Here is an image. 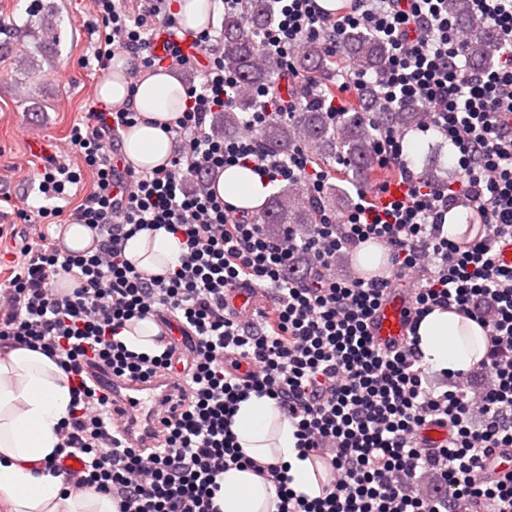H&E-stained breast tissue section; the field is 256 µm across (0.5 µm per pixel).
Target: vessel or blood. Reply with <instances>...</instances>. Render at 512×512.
Listing matches in <instances>:
<instances>
[{
	"label": "vessel or blood",
	"mask_w": 512,
	"mask_h": 512,
	"mask_svg": "<svg viewBox=\"0 0 512 512\" xmlns=\"http://www.w3.org/2000/svg\"><path fill=\"white\" fill-rule=\"evenodd\" d=\"M226 303L229 309L247 316L256 307L257 297L253 289L238 288L231 291ZM412 303L410 290L404 279L393 276L389 279L377 310L369 322V332L376 345L384 349L401 348L408 333V319ZM100 385L108 390L126 421L124 434L132 444L148 445L159 424V414L176 407L179 374L165 372L150 381H124L105 372H98ZM512 472V450L486 457L479 470L485 481L495 482Z\"/></svg>",
	"instance_id": "obj_1"
}]
</instances>
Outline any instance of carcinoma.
Wrapping results in <instances>:
<instances>
[{
	"label": "carcinoma",
	"mask_w": 512,
	"mask_h": 512,
	"mask_svg": "<svg viewBox=\"0 0 512 512\" xmlns=\"http://www.w3.org/2000/svg\"><path fill=\"white\" fill-rule=\"evenodd\" d=\"M448 10L457 17L468 40V63L471 69L488 67L494 54L493 32L488 23L472 13L470 0H448ZM273 0H249L244 14L224 16V65L237 73L239 82L235 91V105L223 112L220 126L224 135L231 136L239 127L241 112H259L264 108L260 90L270 86L282 69L281 62L271 57L261 67L255 65L256 37L260 29L272 18ZM342 53L359 70L381 73L386 57L385 46L371 34L361 30L349 32L344 39ZM332 56L311 49L300 55L296 68L311 81L323 86L332 75ZM296 104L292 121L272 115L260 132L263 144L274 150H286L298 139L312 149V161L325 163L331 159H345L348 163L344 175L358 185L361 177L375 173L378 166L373 146L380 125L407 127L413 123L414 113L421 111L419 104L402 101L391 109L379 108L372 90H362L342 117L341 130L329 123L325 110L318 103L293 94ZM302 188L293 183L282 187L266 205L259 220L275 233L285 224H317L321 203L313 200L300 202Z\"/></svg>",
	"instance_id": "cac0c4a2"
}]
</instances>
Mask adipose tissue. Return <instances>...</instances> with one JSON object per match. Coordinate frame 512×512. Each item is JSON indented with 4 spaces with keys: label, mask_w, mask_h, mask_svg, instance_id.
Returning a JSON list of instances; mask_svg holds the SVG:
<instances>
[{
    "label": "adipose tissue",
    "mask_w": 512,
    "mask_h": 512,
    "mask_svg": "<svg viewBox=\"0 0 512 512\" xmlns=\"http://www.w3.org/2000/svg\"><path fill=\"white\" fill-rule=\"evenodd\" d=\"M126 57L117 58L100 84L101 103L131 105L140 118L123 135L127 163L137 170L164 165L171 153L173 125L185 108L186 90L174 73L159 70L131 80ZM214 193L236 208H262L270 187L250 168H224ZM181 246L166 229L143 230L125 244L126 259L148 275L176 266ZM419 365L427 372H466L487 352L485 331L452 309H435L417 330ZM71 384L53 359L42 352L17 348L0 354V512H116L109 496L76 490L45 468L56 457L58 430L68 416ZM231 429L243 452L263 463L289 465L295 492H321L314 461L301 457L295 428L274 400L250 394L238 405ZM214 499L219 512H276L272 484L248 470L230 468L218 478Z\"/></svg>",
    "instance_id": "obj_1"
}]
</instances>
